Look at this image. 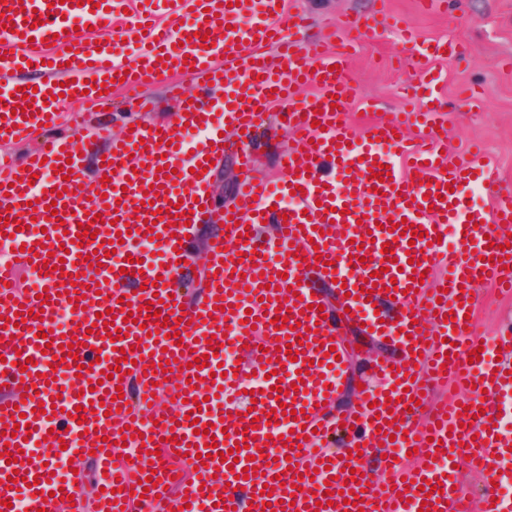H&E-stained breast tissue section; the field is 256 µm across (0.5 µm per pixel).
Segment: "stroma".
I'll return each instance as SVG.
<instances>
[{"instance_id": "stroma-1", "label": "stroma", "mask_w": 512, "mask_h": 512, "mask_svg": "<svg viewBox=\"0 0 512 512\" xmlns=\"http://www.w3.org/2000/svg\"><path fill=\"white\" fill-rule=\"evenodd\" d=\"M286 8L301 19L291 28V38L321 52L327 51L325 38L343 17L360 19L382 8L403 16L420 41L461 43L462 55L431 63L438 77L434 93L446 101L441 135L449 150L478 148L480 162L493 166L502 186L512 188V0H447L443 10L428 13L419 10L418 0H286ZM404 45L401 33L388 29L352 49L345 79L359 95L348 111L355 128L418 109L420 63ZM62 111L98 127L125 117L126 106L116 90L107 104L71 101ZM252 140V175L279 180L278 157L290 135L277 113L254 130Z\"/></svg>"}]
</instances>
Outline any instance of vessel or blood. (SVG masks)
Segmentation results:
<instances>
[{"label": "vessel or blood", "mask_w": 512, "mask_h": 512, "mask_svg": "<svg viewBox=\"0 0 512 512\" xmlns=\"http://www.w3.org/2000/svg\"><path fill=\"white\" fill-rule=\"evenodd\" d=\"M280 2L166 0L173 17L166 25L143 7L129 29L141 50L130 57L86 41L72 23L82 16L109 25L124 0H0V81L7 85L0 141L44 135L32 156L0 154V184L9 188L0 193V241L18 249L19 261L49 270L38 288L21 292L12 285L14 265L0 266V512H17L21 500L26 512H60L61 495H80L94 472L102 488L97 512L136 502L164 512H512L493 466L512 457V433L493 423L512 410V326L487 337L479 360L468 359L476 289L499 284L512 267V247L502 246L512 232V191L475 158L444 156L442 107L355 132L347 120L355 96L344 79L347 50L310 61L287 37ZM393 23L372 13L350 24L351 38L363 41ZM269 43L278 45L279 61L265 59ZM21 71L38 82L18 79ZM186 74L223 87L228 131L215 127L207 94L188 96L177 83L170 92L179 110L160 130L102 126L79 144L56 131L60 99L101 101L103 78L130 91ZM302 82L315 95L297 98ZM273 101L286 107L293 132L275 183L251 176L249 155L236 150L245 133L265 124ZM413 126L425 131L420 142L408 134ZM190 128L208 132L191 150L184 146ZM100 143L106 163L87 171L85 156ZM232 153L243 177L225 206L211 195L209 166ZM328 160L336 171L330 178L321 173ZM375 163L389 167V180L372 178ZM160 166L171 168L170 178L157 177ZM476 189L487 207L471 204ZM288 197L295 205L282 209ZM149 218L154 226H146ZM89 224L96 237H79ZM450 224L460 241L453 252L438 240ZM203 226L211 233L198 248L192 235ZM416 226L424 235L414 241ZM124 231L131 240L158 235L162 262L132 263L128 243L110 247ZM273 252L280 262L270 261ZM189 266L205 275L191 304L177 282ZM439 267L446 273L437 280ZM335 280L339 288L327 294ZM64 305L78 323L70 351L49 329ZM151 307L160 316L148 317ZM340 319L369 327L390 348L342 408L351 358ZM228 325L243 347L238 360L223 364L209 340ZM112 326L120 340H110ZM331 349L338 358L324 363ZM201 356L207 368L193 367ZM21 357L31 358L27 369L19 368ZM165 362L171 372H156ZM115 364L119 376L102 379ZM256 376L266 388L252 396ZM447 386L452 399L426 412L414 406L421 393ZM157 395L169 407L154 403ZM92 403L96 411L81 415ZM300 409L302 423L293 417ZM18 411L30 428L6 439L1 431L15 429ZM198 423L210 425V436L195 433ZM30 431L44 435L40 447L26 441ZM210 438L217 454L203 461L190 454ZM121 439L135 454L116 465ZM232 448L239 461L231 465L221 454ZM5 450L16 462L2 458ZM59 454L86 465L51 474ZM247 467L255 475L244 476ZM153 473L159 484L143 489ZM469 473L481 478L478 494L467 488ZM12 475L18 483L6 486Z\"/></svg>", "instance_id": "vessel-or-blood-1"}]
</instances>
